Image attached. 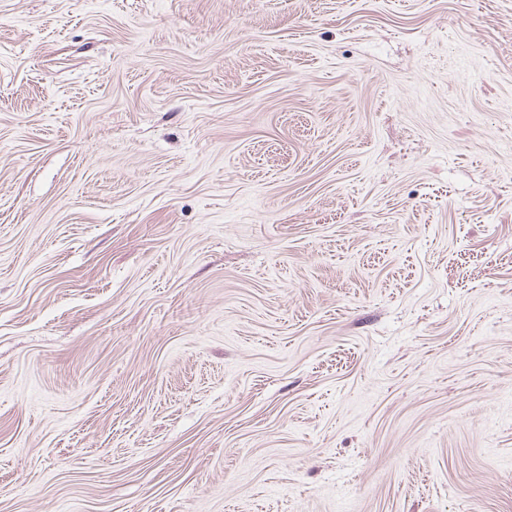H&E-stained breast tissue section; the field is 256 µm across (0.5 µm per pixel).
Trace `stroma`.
<instances>
[{
  "instance_id": "35a3bbf8",
  "label": "stroma",
  "mask_w": 512,
  "mask_h": 512,
  "mask_svg": "<svg viewBox=\"0 0 512 512\" xmlns=\"http://www.w3.org/2000/svg\"><path fill=\"white\" fill-rule=\"evenodd\" d=\"M0 512H512V0H0Z\"/></svg>"
}]
</instances>
